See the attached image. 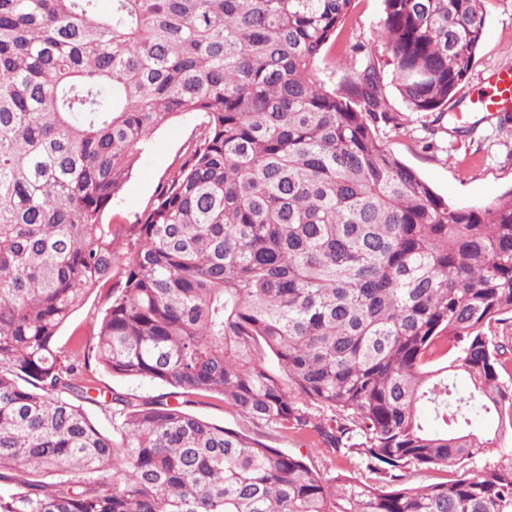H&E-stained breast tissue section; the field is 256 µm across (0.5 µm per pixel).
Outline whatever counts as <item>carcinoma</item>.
<instances>
[{
	"mask_svg": "<svg viewBox=\"0 0 512 512\" xmlns=\"http://www.w3.org/2000/svg\"><path fill=\"white\" fill-rule=\"evenodd\" d=\"M98 2L0 0V512H512V466L406 485L495 447L478 412L512 431V189L453 206L401 162L364 43L326 85L354 0ZM488 2L382 0L410 111L463 89ZM182 116L154 202L103 223ZM93 290L91 339L58 346ZM97 369L169 391L106 393ZM214 395L371 482L184 409Z\"/></svg>",
	"mask_w": 512,
	"mask_h": 512,
	"instance_id": "carcinoma-1",
	"label": "carcinoma"
}]
</instances>
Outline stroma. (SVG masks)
<instances>
[{
	"mask_svg": "<svg viewBox=\"0 0 512 512\" xmlns=\"http://www.w3.org/2000/svg\"><path fill=\"white\" fill-rule=\"evenodd\" d=\"M381 15V0H356L346 22L350 35L329 48V57L343 58L349 40L353 39L372 43L377 59H384V46L375 39ZM507 62H512V0H491L483 40L465 92L483 91L486 79ZM385 91L391 108L403 120L404 130L399 134L381 131V138L438 196L455 206H480L512 189V120L492 118L463 128L457 113L466 109V102L450 103L441 117L434 112L409 111L394 82H387ZM194 123V118L183 116L154 133L147 153L129 175L118 202L105 213V222L137 223L153 202L167 167L178 155ZM188 410L214 424L245 432L270 447L308 457L321 471L346 474L361 481L367 477L354 455L333 453L323 445L312 444L307 437L254 426L221 399H200L190 404Z\"/></svg>",
	"mask_w": 512,
	"mask_h": 512,
	"instance_id": "1",
	"label": "stroma"
}]
</instances>
